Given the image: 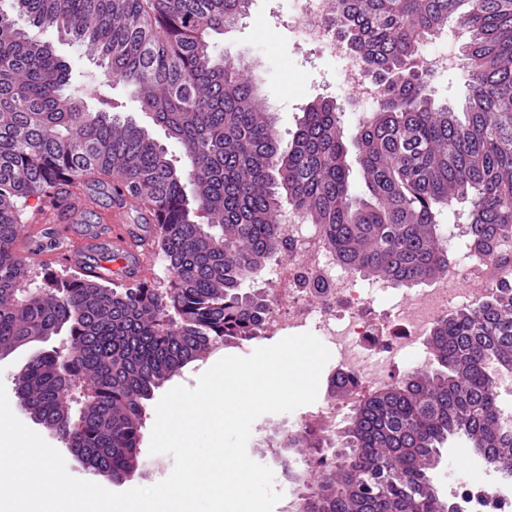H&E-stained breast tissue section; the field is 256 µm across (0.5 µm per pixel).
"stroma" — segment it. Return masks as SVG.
<instances>
[{"label": "stroma", "instance_id": "obj_1", "mask_svg": "<svg viewBox=\"0 0 512 512\" xmlns=\"http://www.w3.org/2000/svg\"><path fill=\"white\" fill-rule=\"evenodd\" d=\"M293 21L294 0H252L248 16L228 33L217 36L215 43L224 56L255 63V72L262 80L263 96L276 114L277 126L284 141H291L306 105L327 97L336 99L338 105L343 106L344 134L346 138H353L359 119L372 113L373 104L351 98L341 75V61L323 54L317 47L298 42L292 32ZM56 46L64 59L73 63L75 69L87 72L84 99L89 109L98 108L101 99L108 97L121 103L125 112L138 115L134 89L107 85L99 76L96 65L88 59L78 58L73 46L62 40L57 41ZM209 366L210 362L206 359L188 364L163 385L155 388L152 399L145 401L139 465L122 482H114L87 468L68 453L64 440L54 431L39 424L35 425L34 430L63 453L66 468L73 477L98 483L117 492L153 485L168 476L174 467L171 455H153L149 452L155 401L174 386L195 387L199 375ZM292 419L289 413L258 417L252 424L253 429L262 431L272 439L278 450L273 456L262 454L257 447L248 450L251 459L273 470L276 483L285 492L295 487L294 480L284 477L281 467L282 458L288 455L282 442Z\"/></svg>", "mask_w": 512, "mask_h": 512}]
</instances>
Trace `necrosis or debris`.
Listing matches in <instances>:
<instances>
[{
	"mask_svg": "<svg viewBox=\"0 0 512 512\" xmlns=\"http://www.w3.org/2000/svg\"><path fill=\"white\" fill-rule=\"evenodd\" d=\"M294 30L298 41L317 45L336 57L340 42L324 19L335 0H296ZM287 258L268 288L275 301L266 311L260 334L266 338L312 333L336 354L333 375L347 383L343 393L326 388L296 430L319 440V447L293 456L292 471L304 475L331 469L336 459L339 418L364 392H376L394 380L400 365L428 367L429 339L443 318L474 307L498 288L512 286V232L496 240L491 259L480 260L473 249L455 255L447 269L432 277L427 288L409 295L387 282L379 290L391 294L390 309H377L373 297L353 274L337 266L322 225L288 215L279 226ZM454 512H512V477L498 473L482 457L456 471L448 484Z\"/></svg>",
	"mask_w": 512,
	"mask_h": 512,
	"instance_id": "necrosis-or-debris-1",
	"label": "necrosis or debris"
}]
</instances>
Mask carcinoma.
Instances as JSON below:
<instances>
[{
    "mask_svg": "<svg viewBox=\"0 0 512 512\" xmlns=\"http://www.w3.org/2000/svg\"><path fill=\"white\" fill-rule=\"evenodd\" d=\"M251 0H3L0 3V356L53 336L15 381L30 418L121 480L138 465L143 401L219 343L258 335L268 303L241 282L281 250L284 208L324 226L347 270L395 286L448 267L445 214L466 205L471 242L512 232V0H335L328 25L379 88L353 144L356 190L336 105L304 109L287 145L245 65L215 50ZM455 20L469 94L458 115L411 66ZM54 32L181 148L176 159L110 100L90 110ZM102 188L151 211L171 279L104 285L42 269L16 247L28 201ZM438 367L367 398L305 512H453L431 472L463 437L512 465L497 377L512 375V288L440 321Z\"/></svg>",
    "mask_w": 512,
    "mask_h": 512,
    "instance_id": "1",
    "label": "carcinoma"
}]
</instances>
